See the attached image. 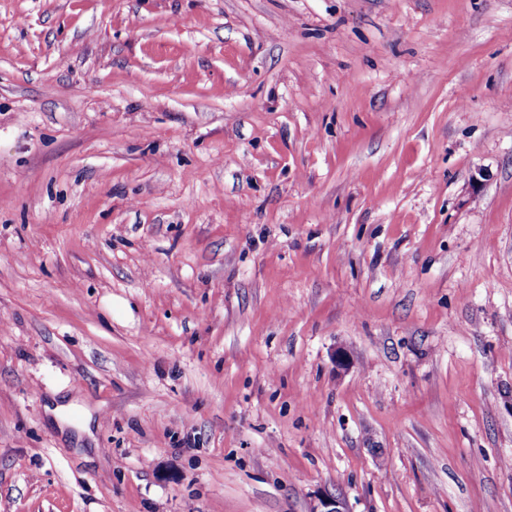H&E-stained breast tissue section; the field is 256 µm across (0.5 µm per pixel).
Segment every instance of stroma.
Here are the masks:
<instances>
[{
	"mask_svg": "<svg viewBox=\"0 0 512 512\" xmlns=\"http://www.w3.org/2000/svg\"><path fill=\"white\" fill-rule=\"evenodd\" d=\"M328 490L512 512V0H0V512Z\"/></svg>",
	"mask_w": 512,
	"mask_h": 512,
	"instance_id": "stroma-1",
	"label": "stroma"
}]
</instances>
